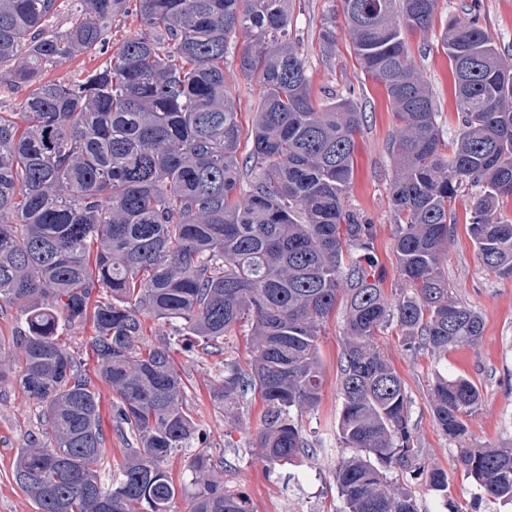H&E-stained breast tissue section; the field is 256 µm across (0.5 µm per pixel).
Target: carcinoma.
I'll list each match as a JSON object with an SVG mask.
<instances>
[{"label":"carcinoma","instance_id":"carcinoma-1","mask_svg":"<svg viewBox=\"0 0 512 512\" xmlns=\"http://www.w3.org/2000/svg\"><path fill=\"white\" fill-rule=\"evenodd\" d=\"M293 0H78L61 33L45 29L57 0H0V89L25 87L23 111L0 104V302L23 306L16 336L20 385L49 442L17 449L13 480L37 512H172L186 485L165 467L179 448L200 486L191 512H251L213 476L214 460L185 402L172 342L146 341L145 318L182 326L206 354L250 327L249 369L224 360L211 399L225 407L259 395L252 445L268 464L309 453L292 411L320 401L319 336L341 304L342 410L337 436L359 453L336 468L344 512H417L384 468L425 476L448 496L444 471L415 446L401 378L376 343L394 323L405 346L436 357L475 346L478 312L448 284V210L468 187L469 233L487 270L512 278V64L478 20L454 21L438 46L455 77L461 128L447 145L428 83L402 29L428 33L438 0H341L354 52L381 85L399 127L388 202L398 271L408 285L388 301L375 225L346 205L363 112L355 91L316 96L292 42ZM139 31L109 63L77 81L49 79L60 56L97 54L112 23ZM336 39V13L320 40ZM240 46V76L260 85L251 129L239 120L224 58ZM251 143L239 157L242 136ZM92 324L96 378L62 342ZM100 381L117 395L113 427L126 444L112 481L100 479L106 439ZM436 425L468 433L481 393L470 379L437 377ZM459 462L486 500L512 503V443L462 448Z\"/></svg>","mask_w":512,"mask_h":512}]
</instances>
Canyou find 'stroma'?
<instances>
[{"mask_svg": "<svg viewBox=\"0 0 512 512\" xmlns=\"http://www.w3.org/2000/svg\"><path fill=\"white\" fill-rule=\"evenodd\" d=\"M340 0H295L293 39L303 51L314 91H354L364 123L356 138L353 184L348 197L351 208L374 224L375 254L385 271L383 288L395 296L403 286L396 269L393 242L395 223L388 206L392 159L388 144L397 126L380 86L368 78L357 59L344 21L336 23V41L324 47L319 39L321 24ZM478 18L493 39L499 54L512 61V0H439L435 28L447 20ZM409 53L428 81L445 141H452L459 129L454 106V80L450 63L436 46L434 35L408 34ZM224 75L232 88L243 126H250L256 106L257 82L240 78L234 56H227ZM468 198L457 199V223L448 245L445 269L448 283L457 296L477 311L484 323L477 346L449 352L437 359L425 350H409L400 332L389 328L378 345L401 377L410 400V424L428 464L445 471L448 495L429 490L424 478L388 470L390 480L409 490L419 512H512L511 505L488 503L458 463V442L437 428L430 400L433 379L443 373L474 380L481 391V406L469 423L468 444L498 446L512 441V278L488 271L479 260L467 231ZM344 312L336 310L320 336L324 369L319 405L300 413L302 431L314 445L313 454L294 462L271 466L261 460L249 441L260 426L261 404L252 400L242 407L241 420L224 416V410L209 399V388L224 373V360L231 357L246 363L251 355L250 340L238 331L225 346L224 355L207 356L197 350L177 348L174 361L186 386V401L195 420L207 435L213 458L225 459V486L246 496L253 512H341L343 501L334 479L339 461L350 456L336 436V422L342 399L339 393V363L343 348ZM0 512H36L31 501L12 479V463L29 433L40 432L39 409L19 388L18 370L12 347L0 350ZM100 419L107 433V453L101 464L103 479L116 473L124 456L122 442L113 435L111 388L100 385Z\"/></svg>", "mask_w": 512, "mask_h": 512, "instance_id": "1", "label": "stroma"}]
</instances>
